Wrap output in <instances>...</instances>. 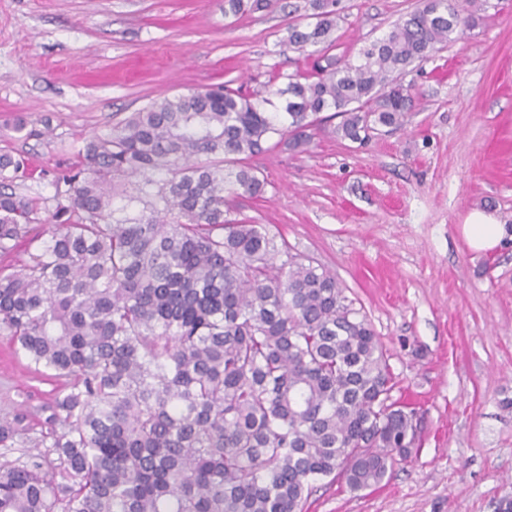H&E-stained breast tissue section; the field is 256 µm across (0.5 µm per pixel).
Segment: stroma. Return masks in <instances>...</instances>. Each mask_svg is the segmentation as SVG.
Segmentation results:
<instances>
[{
  "label": "stroma",
  "mask_w": 512,
  "mask_h": 512,
  "mask_svg": "<svg viewBox=\"0 0 512 512\" xmlns=\"http://www.w3.org/2000/svg\"><path fill=\"white\" fill-rule=\"evenodd\" d=\"M420 0H340L336 54L357 57ZM289 23L224 0H0V151L25 159L42 193L69 167L68 145L151 100L307 69L276 43ZM405 124L364 144L328 133L253 159L263 197L239 200L334 274L389 355L395 394L421 418V446L378 488L322 481L305 512H496L512 498V238L473 251L466 214L512 221V0L404 76ZM24 118L35 136L11 130ZM63 380L37 374L0 336V418L47 430Z\"/></svg>",
  "instance_id": "obj_1"
}]
</instances>
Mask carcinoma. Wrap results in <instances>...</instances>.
Instances as JSON below:
<instances>
[{
	"label": "carcinoma",
	"instance_id": "cac0c4a2",
	"mask_svg": "<svg viewBox=\"0 0 512 512\" xmlns=\"http://www.w3.org/2000/svg\"><path fill=\"white\" fill-rule=\"evenodd\" d=\"M280 0H224V14ZM339 0L281 45L317 56L269 94L224 85L148 102L74 141L66 190L29 259L0 268V335L69 380L50 428L0 464V512H303L317 481L379 486L420 447L418 412L393 398L388 355L336 277L231 217L265 180L247 160L273 137L298 148L319 114L362 143L404 125L397 81L473 29L480 0H422L357 60L336 56ZM0 154V256L27 237L38 190ZM22 418L0 421V446ZM57 455V470L48 471Z\"/></svg>",
	"mask_w": 512,
	"mask_h": 512
}]
</instances>
